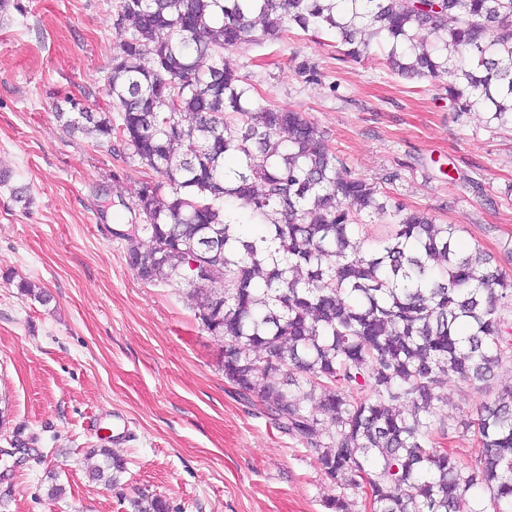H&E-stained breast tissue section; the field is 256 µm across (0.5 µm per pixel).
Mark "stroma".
<instances>
[{"instance_id": "obj_1", "label": "stroma", "mask_w": 512, "mask_h": 512, "mask_svg": "<svg viewBox=\"0 0 512 512\" xmlns=\"http://www.w3.org/2000/svg\"><path fill=\"white\" fill-rule=\"evenodd\" d=\"M116 3L9 0L0 11V512H129L141 490L171 512H327L334 489L309 452L225 381L223 340L177 287L140 280L104 232L131 220L138 162L55 118L68 95L112 111ZM334 43L295 31L258 48L259 66L224 59L265 101L302 112L348 175L460 225L461 246L481 244L512 277V130L453 111L441 80L393 75L384 46L342 61ZM305 59L321 81L298 73ZM19 186L30 206L14 200ZM23 280L49 303L22 293ZM482 399L448 388L450 446L465 462L480 445L459 422ZM17 430L36 443L15 450ZM103 448L126 461L114 488L90 476Z\"/></svg>"}]
</instances>
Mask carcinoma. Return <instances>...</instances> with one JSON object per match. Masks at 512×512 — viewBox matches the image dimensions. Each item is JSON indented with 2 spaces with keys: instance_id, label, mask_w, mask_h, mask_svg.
I'll return each mask as SVG.
<instances>
[{
  "instance_id": "obj_1",
  "label": "carcinoma",
  "mask_w": 512,
  "mask_h": 512,
  "mask_svg": "<svg viewBox=\"0 0 512 512\" xmlns=\"http://www.w3.org/2000/svg\"><path fill=\"white\" fill-rule=\"evenodd\" d=\"M298 28L338 53L391 42L389 71L447 78L455 112L512 127V0H119L106 91L118 108L66 97L57 121L117 142L151 176L140 222L112 236L146 283L184 285L202 330L224 340V380L303 444L339 490L329 512H512V279L459 229L391 202L301 112L259 101L224 61ZM250 207L243 231L229 202ZM485 394L460 426L481 453L443 446L446 387ZM92 475L118 484L123 459L99 450ZM131 512H169L143 491Z\"/></svg>"
}]
</instances>
